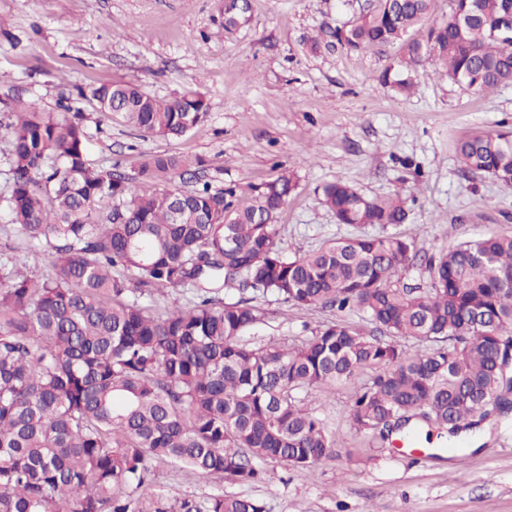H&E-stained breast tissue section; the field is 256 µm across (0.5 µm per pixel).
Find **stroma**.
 <instances>
[{"label": "stroma", "instance_id": "35a3bbf8", "mask_svg": "<svg viewBox=\"0 0 512 512\" xmlns=\"http://www.w3.org/2000/svg\"><path fill=\"white\" fill-rule=\"evenodd\" d=\"M369 0H250L247 21L224 31V0H0V261L18 243L8 223L10 139L18 102L59 112L75 87L129 82L163 98L198 94L206 121L177 139L141 138L103 119L88 158L93 166L136 172L147 155L205 159L199 176L241 191L291 170L295 192L278 217L287 256L356 235L319 202L321 189L346 183L366 196L398 189L409 219L388 231L412 239L417 260L405 284L430 289L428 258L440 248L490 235L512 236V190L462 171L457 140L512 127V85L484 94L452 82L432 59L406 91L379 81L392 53L311 51L304 40L356 19ZM265 312L246 333L254 345H299L320 326L342 322L370 334L360 312L254 300ZM363 372L327 395L301 394L325 423L335 456L314 470L275 465L269 482L222 475L201 481L154 464L151 490L169 501L216 493L258 501L265 512H512V412H490V438L454 454L439 430L416 448L357 433L349 414L370 381Z\"/></svg>", "mask_w": 512, "mask_h": 512}]
</instances>
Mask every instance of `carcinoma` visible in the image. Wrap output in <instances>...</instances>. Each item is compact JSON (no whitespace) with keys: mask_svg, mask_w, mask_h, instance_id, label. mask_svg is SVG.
Segmentation results:
<instances>
[{"mask_svg":"<svg viewBox=\"0 0 512 512\" xmlns=\"http://www.w3.org/2000/svg\"><path fill=\"white\" fill-rule=\"evenodd\" d=\"M373 0L329 28L353 52L396 47L380 75L401 89L432 57L448 79L485 92L512 85V0ZM246 10L224 4V31ZM74 101L112 113L142 137L179 138L208 114L198 95L153 96L132 83L75 87ZM30 103L8 127L10 224L26 254L45 247L49 271L27 258L0 264V512H264L252 499L184 498L177 510L147 493L149 467L169 462L203 479L243 484L268 477L259 462L312 470L333 454L322 420L297 393L333 392L360 372L371 382L350 420L359 433L414 445V419L456 437L509 388L497 360L512 343V236L465 241L429 257L428 291L400 285L417 252L397 235L361 233L288 258L277 218L297 187L285 173L251 188L177 184L204 161L149 156L137 174L93 167L88 117ZM464 170L512 188V128L457 144ZM337 223L402 224L407 198H368L345 183L322 188ZM191 288L189 306L141 302ZM226 288L298 306L360 311L383 340L327 323L297 346L252 345L264 320ZM448 342L412 351L394 341Z\"/></svg>","mask_w":512,"mask_h":512,"instance_id":"carcinoma-1","label":"carcinoma"}]
</instances>
